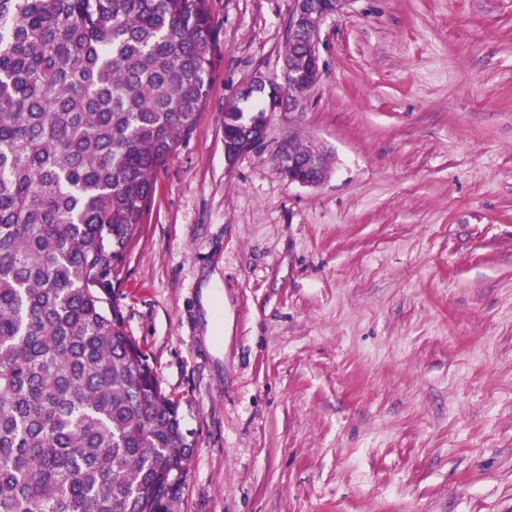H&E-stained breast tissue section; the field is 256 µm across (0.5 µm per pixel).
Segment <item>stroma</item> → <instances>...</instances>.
<instances>
[{"mask_svg": "<svg viewBox=\"0 0 512 512\" xmlns=\"http://www.w3.org/2000/svg\"><path fill=\"white\" fill-rule=\"evenodd\" d=\"M208 8L206 108L118 291L194 442L174 512H512V0H348L301 113L231 162L291 0ZM290 133L319 186L282 176ZM287 137L278 141L276 146V156L279 161L281 173L291 184H297L302 187H316L320 185L327 177L328 169L321 162V152L319 145L315 142L304 144L296 138L291 144H288V153L297 151L302 155L295 153L288 154V171H287V154L284 145Z\"/></svg>", "mask_w": 512, "mask_h": 512, "instance_id": "1", "label": "stroma"}]
</instances>
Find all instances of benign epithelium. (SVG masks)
I'll return each mask as SVG.
<instances>
[{"instance_id":"obj_1","label":"benign epithelium","mask_w":512,"mask_h":512,"mask_svg":"<svg viewBox=\"0 0 512 512\" xmlns=\"http://www.w3.org/2000/svg\"><path fill=\"white\" fill-rule=\"evenodd\" d=\"M346 0H292L288 16V38L303 46V59L288 60V68L281 69L280 76H267L262 73L254 74L241 85L240 90L250 87L256 80L274 82L280 86V97L283 105L277 111H299L303 108L304 97L295 92L299 79H304L309 86H314L320 76L319 34L326 18L341 13ZM293 135L282 138L276 146V156L281 173L291 184L302 187H316L327 177L328 169L321 162L319 145L308 143L305 153L298 155L286 154L284 145Z\"/></svg>"}]
</instances>
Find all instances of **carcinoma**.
Wrapping results in <instances>:
<instances>
[{"label":"carcinoma","mask_w":512,"mask_h":512,"mask_svg":"<svg viewBox=\"0 0 512 512\" xmlns=\"http://www.w3.org/2000/svg\"><path fill=\"white\" fill-rule=\"evenodd\" d=\"M207 0H0V512H173L193 455L117 302L211 86ZM278 91L224 106V143Z\"/></svg>","instance_id":"obj_1"}]
</instances>
